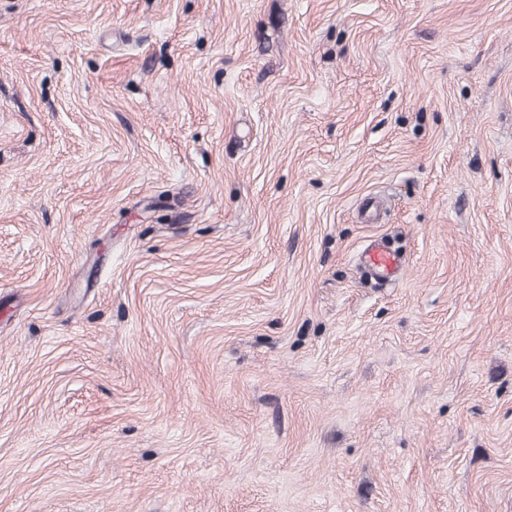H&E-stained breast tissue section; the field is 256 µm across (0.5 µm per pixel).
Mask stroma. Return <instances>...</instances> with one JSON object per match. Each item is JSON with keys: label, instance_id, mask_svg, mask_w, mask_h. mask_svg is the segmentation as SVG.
Listing matches in <instances>:
<instances>
[{"label": "stroma", "instance_id": "obj_1", "mask_svg": "<svg viewBox=\"0 0 512 512\" xmlns=\"http://www.w3.org/2000/svg\"><path fill=\"white\" fill-rule=\"evenodd\" d=\"M0 512H512V0H0ZM366 272L380 285L397 281L403 268V258L388 247L369 245L363 252Z\"/></svg>", "mask_w": 512, "mask_h": 512}]
</instances>
